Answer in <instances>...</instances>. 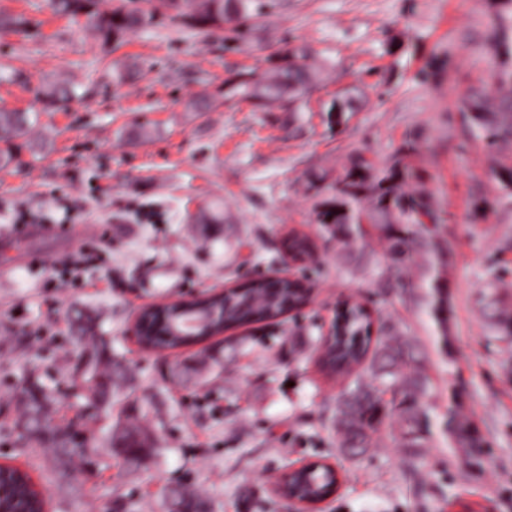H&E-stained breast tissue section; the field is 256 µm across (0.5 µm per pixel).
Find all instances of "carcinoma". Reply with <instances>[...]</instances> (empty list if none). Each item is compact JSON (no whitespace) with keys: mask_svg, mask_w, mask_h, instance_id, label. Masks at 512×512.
Wrapping results in <instances>:
<instances>
[{"mask_svg":"<svg viewBox=\"0 0 512 512\" xmlns=\"http://www.w3.org/2000/svg\"><path fill=\"white\" fill-rule=\"evenodd\" d=\"M254 0H183L184 24L200 33L230 26L236 35L248 32V22L256 13ZM59 13L81 16L87 26L102 38L120 41L127 33L142 26L146 19L134 9H104L100 0H56ZM319 79V71L309 62L308 50L293 47L278 56L275 65L266 73L240 84L241 94L261 108L278 106L285 112H303L304 97ZM502 88L496 107L487 105L485 97L474 91L464 97L458 109L469 111L476 106L480 112L469 117V123L482 131L484 138L494 143L512 139V71L498 74ZM30 120L23 112H0V162L13 158L10 146L27 133ZM405 174L396 167L374 170L373 164L359 158L345 174L342 186L320 211L319 223L327 225L336 238H349L364 233V225L371 224L386 241L392 267L410 263L413 256L426 251L432 253L437 266L428 279L429 297L437 317L445 314L446 286L439 276V267L445 263V252L437 236V214L429 198L420 194L407 197L400 191ZM414 224L419 231L403 234L400 225ZM294 257L308 258L312 245L305 238L295 237L288 243ZM305 290L293 281L268 283L252 277L240 285L239 292L224 301V326L249 324L258 317L277 318L305 300ZM198 318L203 325L173 332L167 322ZM495 335L512 342V313L497 310L491 315ZM153 333L143 332L142 340L159 343L164 336L184 344L208 334V309L187 311L167 310L164 315L150 316ZM372 320L367 310L355 303L338 314L336 333L330 337L324 351L322 367L328 372L347 373L353 367L366 365L371 383H357L345 389L336 398V417L343 447L354 453L370 447L372 433L383 425L401 404L395 396L405 387L419 388L421 376L406 379L402 365L409 357L406 345L397 341L396 328L384 326L386 339L376 344L371 339ZM108 360L105 347L95 345L85 361L86 403L75 412L74 418L60 423L54 417L61 390L41 384H31L18 395L21 414L18 438L27 448H40L52 453L61 462H83L94 452L91 437L84 432L82 420L86 412L112 396V387L120 373L104 366ZM392 399H385L386 394ZM455 440L465 448L478 449V438L467 419L456 417L453 430ZM149 448L139 428L127 427L112 436V453L125 464L141 461ZM339 477L325 465L316 464L294 473L289 482L291 493L301 500L316 501L334 492ZM174 506L177 512H206L203 496L178 494ZM40 499L30 479L9 468L0 470V512H39Z\"/></svg>","mask_w":512,"mask_h":512,"instance_id":"carcinoma-1","label":"carcinoma"}]
</instances>
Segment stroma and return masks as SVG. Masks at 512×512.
<instances>
[{
  "label": "stroma",
  "mask_w": 512,
  "mask_h": 512,
  "mask_svg": "<svg viewBox=\"0 0 512 512\" xmlns=\"http://www.w3.org/2000/svg\"><path fill=\"white\" fill-rule=\"evenodd\" d=\"M170 2L103 0L150 18L116 46L56 14L51 0H0L26 23L0 31V63L16 74L0 81V109L36 115L13 160L0 164V464L31 477L45 512H168L184 489L203 493L211 512H294L273 485L288 465L314 461L341 472L320 512H452L457 500L512 512V344L496 341L484 317L496 297L512 305V275L502 293L488 271L493 263L512 271V189L496 176L499 164H512V144L488 146L458 112L470 89L500 91L489 52L512 49V0H264L244 43L227 27L189 29ZM289 45L306 47L322 71L309 112L294 123L237 90ZM435 57L440 69L423 79ZM49 80L75 99L44 108L38 92ZM334 102L345 112L329 115ZM360 157L414 169L403 191L430 197L448 253L446 325L429 304L427 255L388 287L381 273L390 259L375 229L345 244L318 224ZM93 181L107 196L86 194ZM58 195L84 215L71 238L15 243L16 209L44 208ZM130 203L153 209V222L127 211ZM204 211L223 222H199ZM100 226L107 265L88 271L89 287L48 306L51 264ZM292 234L316 247L306 307L170 352L139 347L130 327L145 305L301 274L284 246ZM347 298L370 314L373 339L383 324L399 330L414 357L407 375L426 379L407 393L425 412L420 425L396 416L363 453L344 450L336 433V398L348 381L318 362L317 339ZM79 313L93 319L133 387L88 422L90 463L61 467L22 451L15 393L29 382L59 385L57 416H74L88 354L70 336ZM33 325L58 333L39 345ZM454 405L483 439L480 452L449 435ZM129 424L150 442L136 466L108 448Z\"/></svg>",
  "instance_id": "obj_1"
}]
</instances>
